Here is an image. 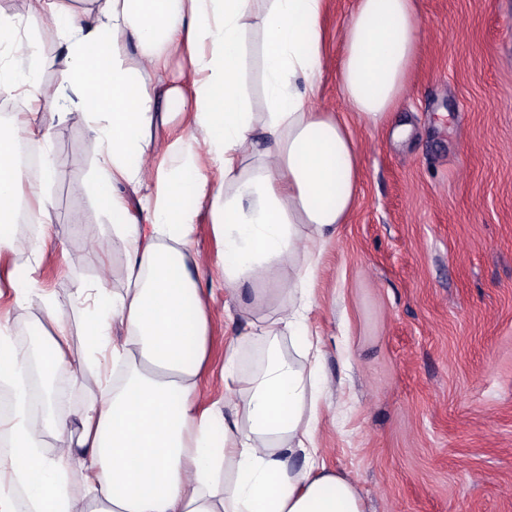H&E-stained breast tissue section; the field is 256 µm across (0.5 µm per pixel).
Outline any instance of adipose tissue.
Segmentation results:
<instances>
[{
  "mask_svg": "<svg viewBox=\"0 0 512 512\" xmlns=\"http://www.w3.org/2000/svg\"><path fill=\"white\" fill-rule=\"evenodd\" d=\"M27 0L18 21L0 7V97H23L27 119L0 127V222L16 214L18 143L40 114L78 118L100 145L96 194L112 214V242L126 255L127 286L78 284L95 352L129 372L121 389L87 377L66 352V312L31 288L27 238H0L21 261L9 273L20 308L38 307L55 333L39 357L46 378L66 374L90 399L77 423L32 406L30 366L0 327V384L14 407L0 416L11 441L0 456L12 493L0 512H363L354 482L329 472L314 436L320 341L307 326L326 246L347 223L360 183L348 123L318 112L327 52L325 0ZM414 0H355L339 62L341 93L357 119L406 136L397 109L421 31ZM260 37L264 112L247 84L250 33ZM55 42L67 76L40 77L43 42ZM189 68L173 77L174 56ZM192 115L189 134L153 137L157 124ZM219 166L210 184L200 158ZM223 241L224 290L236 297L260 278L280 284L275 316L247 322L224 350V399L204 407L199 381L209 313L193 275L190 235L201 207ZM126 336L111 341L114 327ZM262 348L257 369L239 345Z\"/></svg>",
  "mask_w": 512,
  "mask_h": 512,
  "instance_id": "obj_1",
  "label": "adipose tissue"
}]
</instances>
